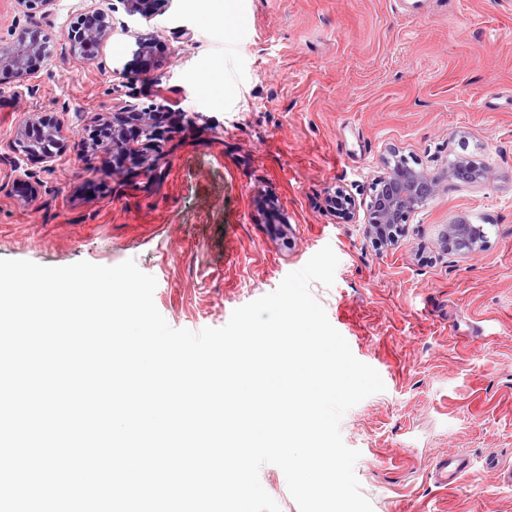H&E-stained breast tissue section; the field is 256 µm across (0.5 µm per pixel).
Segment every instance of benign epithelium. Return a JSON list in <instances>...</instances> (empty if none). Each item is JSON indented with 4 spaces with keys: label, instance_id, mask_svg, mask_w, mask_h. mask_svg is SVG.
<instances>
[{
    "label": "benign epithelium",
    "instance_id": "1",
    "mask_svg": "<svg viewBox=\"0 0 512 512\" xmlns=\"http://www.w3.org/2000/svg\"><path fill=\"white\" fill-rule=\"evenodd\" d=\"M133 13L148 18L166 11L170 0H149L152 8H142L144 0H125ZM108 23L101 20L99 25L88 28L80 27L71 31L68 39L73 48L80 49L90 43H99L109 34ZM45 60L42 48L14 42L0 45V66L16 69L22 76H31L41 67ZM166 109L163 103H155L147 109H138L137 104L115 97L112 99L110 114L112 119H105L98 127L88 131L85 137L84 152L94 153L104 144L93 143L94 138L102 136L106 128H112V153L118 165L112 168V175H117L128 156H133L134 163L149 170L153 167L152 156L160 154L167 141V131L161 126L156 116ZM14 153L20 157L39 156L51 162L63 151V126L61 123H46L40 120H27L19 126L12 142ZM445 179L462 184L482 183L490 180V171L477 169L464 161H456L448 166ZM442 179L425 169H416L396 161L386 162L385 172L379 176L371 196L367 234L372 239L385 240V247L398 244L399 234L409 213L434 199L440 192ZM331 215L351 223L356 220L359 205L356 199L338 189L326 200ZM487 243L483 226L470 224L463 219H455L445 225L443 248L446 252L460 255L480 252Z\"/></svg>",
    "mask_w": 512,
    "mask_h": 512
}]
</instances>
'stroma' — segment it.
<instances>
[{
	"instance_id": "1",
	"label": "stroma",
	"mask_w": 512,
	"mask_h": 512,
	"mask_svg": "<svg viewBox=\"0 0 512 512\" xmlns=\"http://www.w3.org/2000/svg\"><path fill=\"white\" fill-rule=\"evenodd\" d=\"M93 8L111 30L84 58L67 35ZM215 9L172 0L147 19L124 0H0V44L47 45L37 74L0 79V259L135 260L168 324L197 332L331 246L335 282L310 292L385 384L340 424L373 512H512V487L484 466H512V0ZM118 94L170 110L153 175L128 161L116 177L111 153H83L86 125ZM36 115L67 127L50 168L14 161V133ZM394 150L438 175L469 160L492 177L444 183L379 249L366 206ZM339 188L360 203L355 223L325 210ZM457 218L483 225V251L442 250ZM445 453L470 457L476 475L434 485L428 466Z\"/></svg>"
}]
</instances>
